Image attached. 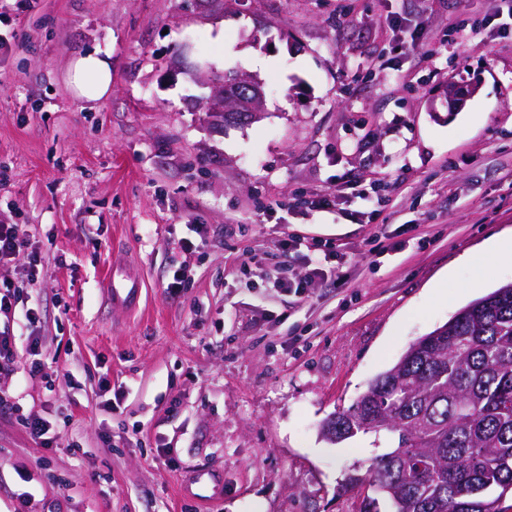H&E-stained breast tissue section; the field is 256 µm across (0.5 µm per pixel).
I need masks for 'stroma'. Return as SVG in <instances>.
Here are the masks:
<instances>
[{"label":"stroma","mask_w":512,"mask_h":512,"mask_svg":"<svg viewBox=\"0 0 512 512\" xmlns=\"http://www.w3.org/2000/svg\"><path fill=\"white\" fill-rule=\"evenodd\" d=\"M93 49L112 93L84 103L66 75ZM229 74L261 82L264 115L214 128ZM0 222L41 256L40 320L14 332L45 364L0 374V512H391L351 482L386 436L320 426L512 282L510 259L465 261L512 233V21L488 0H0ZM290 235L335 245L307 296L264 280ZM111 265L143 280L135 310L100 292ZM212 470L223 496L186 493ZM25 428L28 434L43 448H52L57 435L52 433L48 422L40 417L31 416L25 418Z\"/></svg>","instance_id":"1"}]
</instances>
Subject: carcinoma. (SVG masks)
<instances>
[{
	"label": "carcinoma",
	"mask_w": 512,
	"mask_h": 512,
	"mask_svg": "<svg viewBox=\"0 0 512 512\" xmlns=\"http://www.w3.org/2000/svg\"><path fill=\"white\" fill-rule=\"evenodd\" d=\"M321 432L389 436L356 482L393 512H498L512 493V283L412 342Z\"/></svg>",
	"instance_id": "1"
}]
</instances>
